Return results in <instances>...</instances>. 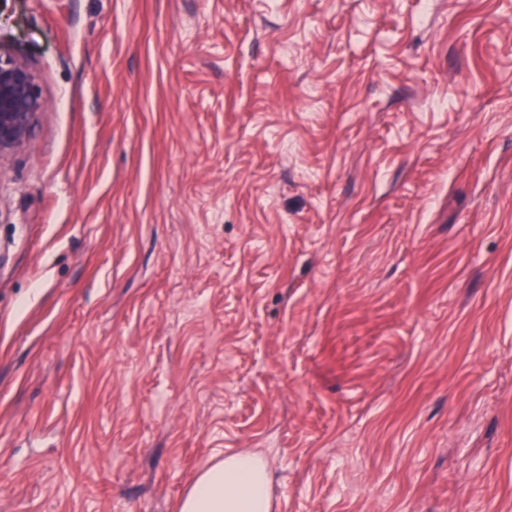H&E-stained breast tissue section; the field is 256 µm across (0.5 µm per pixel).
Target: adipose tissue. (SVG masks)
<instances>
[{"label":"adipose tissue","mask_w":512,"mask_h":512,"mask_svg":"<svg viewBox=\"0 0 512 512\" xmlns=\"http://www.w3.org/2000/svg\"><path fill=\"white\" fill-rule=\"evenodd\" d=\"M268 477L261 460L232 456L198 476L179 512H269Z\"/></svg>","instance_id":"adipose-tissue-1"}]
</instances>
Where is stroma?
<instances>
[{"mask_svg": "<svg viewBox=\"0 0 512 512\" xmlns=\"http://www.w3.org/2000/svg\"><path fill=\"white\" fill-rule=\"evenodd\" d=\"M0 512H512V0H0ZM50 106L31 64L0 52V160L25 152ZM266 467L251 455L231 456L198 476L180 512H268Z\"/></svg>", "mask_w": 512, "mask_h": 512, "instance_id": "obj_1", "label": "stroma"}]
</instances>
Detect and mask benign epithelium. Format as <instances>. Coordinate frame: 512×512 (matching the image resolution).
Masks as SVG:
<instances>
[{"instance_id":"7a95c632","label":"benign epithelium","mask_w":512,"mask_h":512,"mask_svg":"<svg viewBox=\"0 0 512 512\" xmlns=\"http://www.w3.org/2000/svg\"><path fill=\"white\" fill-rule=\"evenodd\" d=\"M50 111L38 76L23 57L0 52V159L25 152Z\"/></svg>"}]
</instances>
